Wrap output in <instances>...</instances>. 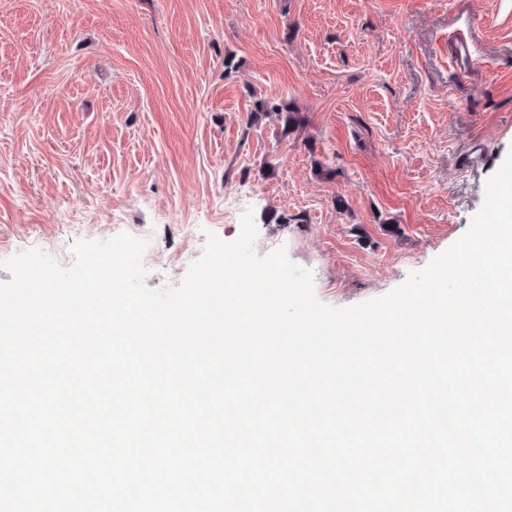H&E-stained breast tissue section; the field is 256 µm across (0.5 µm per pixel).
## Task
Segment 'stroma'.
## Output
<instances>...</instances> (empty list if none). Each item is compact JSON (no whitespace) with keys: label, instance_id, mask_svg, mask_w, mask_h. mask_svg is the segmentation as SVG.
Wrapping results in <instances>:
<instances>
[{"label":"stroma","instance_id":"obj_1","mask_svg":"<svg viewBox=\"0 0 512 512\" xmlns=\"http://www.w3.org/2000/svg\"><path fill=\"white\" fill-rule=\"evenodd\" d=\"M496 5L0 0V259L38 248L68 266L74 242L127 233L157 289L250 209L258 253L285 247L322 302L390 292L464 235L512 152ZM458 30L484 69L455 66ZM255 94L306 124L250 127Z\"/></svg>","mask_w":512,"mask_h":512}]
</instances>
